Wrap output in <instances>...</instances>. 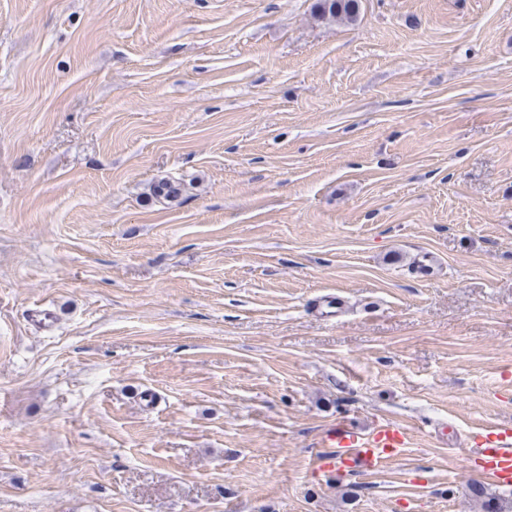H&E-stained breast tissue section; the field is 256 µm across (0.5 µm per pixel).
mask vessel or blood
Masks as SVG:
<instances>
[{
  "label": "vessel or blood",
  "instance_id": "b4317fda",
  "mask_svg": "<svg viewBox=\"0 0 512 512\" xmlns=\"http://www.w3.org/2000/svg\"><path fill=\"white\" fill-rule=\"evenodd\" d=\"M411 443L410 432L398 422L373 430L346 422L331 424L320 439L321 449L309 456V472L342 477L370 473L402 457ZM478 465L484 477L498 486L512 487V427L497 426L472 435L462 456L463 467Z\"/></svg>",
  "mask_w": 512,
  "mask_h": 512
}]
</instances>
